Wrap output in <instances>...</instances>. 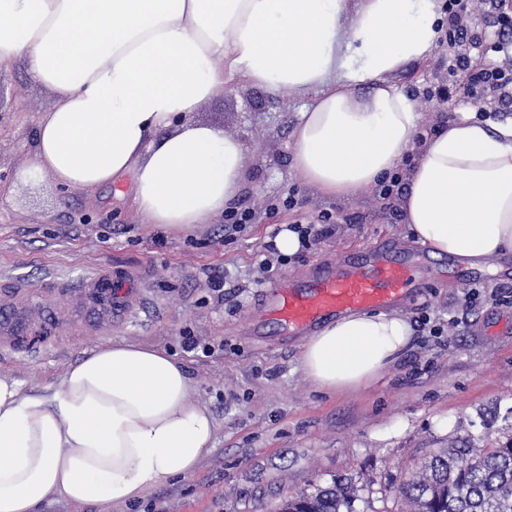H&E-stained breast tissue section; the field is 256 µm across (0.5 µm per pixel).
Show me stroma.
Returning a JSON list of instances; mask_svg holds the SVG:
<instances>
[{"label": "stroma", "mask_w": 512, "mask_h": 512, "mask_svg": "<svg viewBox=\"0 0 512 512\" xmlns=\"http://www.w3.org/2000/svg\"><path fill=\"white\" fill-rule=\"evenodd\" d=\"M390 80L422 113L423 130L470 108L423 95L448 84L445 45ZM303 103L292 91L273 95L239 81L199 106L196 122L246 146L235 210L255 219L235 234L225 229L228 215L178 233L147 223L131 207L127 186L61 187L49 173H31L36 123L55 97L23 69L0 75V276L27 280L34 301L68 322L71 300L50 292L49 283L75 282L104 266L142 268L143 301L112 338L175 356L192 380L193 399L215 419V449L194 474L108 512H278L284 498L335 478L356 484L355 512H403L396 491L423 455L506 428L490 413L512 406V271L462 277L457 262L415 244L397 215L398 198L381 199L372 189L337 198L308 184L293 165L290 137ZM290 194L298 201L292 209L283 205ZM325 212L331 236L260 271V253L279 230L317 222ZM389 243L421 267L424 282L398 311L414 323L427 317L429 326L415 325L406 350L369 388L321 390L299 366L302 338L255 327L262 288ZM215 279L222 291L212 288ZM189 337L198 350L187 351ZM101 342L82 332L64 341L43 335L0 356V373L29 387L55 385ZM205 345L211 355L202 354Z\"/></svg>", "instance_id": "1"}]
</instances>
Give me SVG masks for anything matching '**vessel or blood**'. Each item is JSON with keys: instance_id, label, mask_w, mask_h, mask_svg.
<instances>
[{"instance_id": "b4317fda", "label": "vessel or blood", "mask_w": 512, "mask_h": 512, "mask_svg": "<svg viewBox=\"0 0 512 512\" xmlns=\"http://www.w3.org/2000/svg\"><path fill=\"white\" fill-rule=\"evenodd\" d=\"M144 276L140 270L115 273L101 269L79 281H61V288H75L85 306L98 317L90 335L107 336L113 323L124 320L140 300ZM415 268L401 258L393 245L382 250L351 254L341 262H325L308 276L275 281L266 292V314L289 336L317 329L325 320L357 311H385L398 305L416 287ZM13 322L0 320V353L21 342L24 315Z\"/></svg>"}]
</instances>
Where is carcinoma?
I'll use <instances>...</instances> for the list:
<instances>
[{
    "mask_svg": "<svg viewBox=\"0 0 512 512\" xmlns=\"http://www.w3.org/2000/svg\"><path fill=\"white\" fill-rule=\"evenodd\" d=\"M410 512H512V435L459 441L424 459L398 489ZM354 486L332 481L288 497L279 512H354Z\"/></svg>",
    "mask_w": 512,
    "mask_h": 512,
    "instance_id": "1",
    "label": "carcinoma"
}]
</instances>
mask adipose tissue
Segmentation results:
<instances>
[{
  "label": "adipose tissue",
  "mask_w": 512,
  "mask_h": 512,
  "mask_svg": "<svg viewBox=\"0 0 512 512\" xmlns=\"http://www.w3.org/2000/svg\"><path fill=\"white\" fill-rule=\"evenodd\" d=\"M437 0H0V74L23 66L57 98L36 128L34 169L64 187L129 181L149 223L187 231L232 209L244 145L194 121L242 80L308 96L293 165L330 196L417 159L399 206L417 244L470 267L512 255V115L462 112L428 135L387 77L426 59ZM408 320L351 312L315 330L300 365L319 389L373 383L406 349ZM215 421L166 351L85 350L59 385L0 374V512L46 501L135 502L192 475Z\"/></svg>",
  "instance_id": "ef3b65f1"
}]
</instances>
